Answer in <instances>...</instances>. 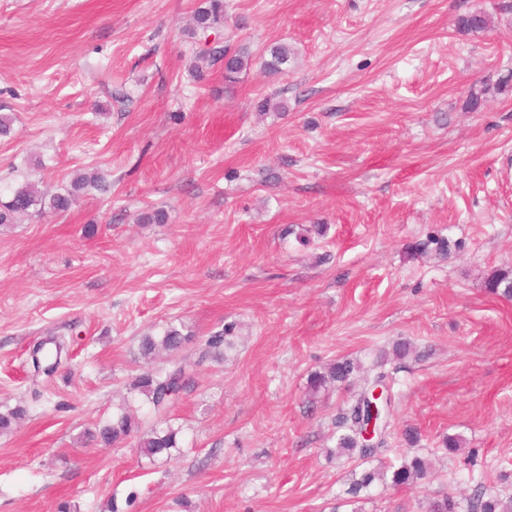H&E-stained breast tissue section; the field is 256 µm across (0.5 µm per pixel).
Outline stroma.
Masks as SVG:
<instances>
[{
    "label": "stroma",
    "mask_w": 512,
    "mask_h": 512,
    "mask_svg": "<svg viewBox=\"0 0 512 512\" xmlns=\"http://www.w3.org/2000/svg\"><path fill=\"white\" fill-rule=\"evenodd\" d=\"M200 2L0 0V193L112 184L0 228V410L27 409L0 434V512H350L364 466L329 451L363 382L308 390L341 357L384 359L393 383L369 465L433 471L376 482L359 512L479 485L511 498L512 301L485 281L512 269V88L465 100L512 73V0H224L223 24L192 36ZM476 10L490 26L459 32ZM279 43L293 55L275 72L260 59ZM224 45L250 68L196 80L199 51ZM150 209L166 222L140 223ZM432 235L449 256L408 254ZM170 324L234 327L170 413L180 452L84 440L122 399L142 406L139 339ZM51 337L61 364L34 374ZM400 339L416 356L391 358ZM429 476L427 461L424 457L413 456L401 459L400 464L393 466L391 482L394 485H413L426 480Z\"/></svg>",
    "instance_id": "obj_1"
}]
</instances>
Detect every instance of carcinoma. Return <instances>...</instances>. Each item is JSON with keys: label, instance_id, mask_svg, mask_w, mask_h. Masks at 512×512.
<instances>
[{"label": "carcinoma", "instance_id": "obj_1", "mask_svg": "<svg viewBox=\"0 0 512 512\" xmlns=\"http://www.w3.org/2000/svg\"><path fill=\"white\" fill-rule=\"evenodd\" d=\"M224 22V0H204L194 11V28L207 32ZM489 25V17L483 12H471L458 18V29L463 33H477ZM208 54L214 59L224 60V79L228 82L237 80L238 75L251 64L249 54L244 50L234 51L228 46L211 48ZM270 59L264 66L273 71L281 70L291 58V49L286 44H278L269 50ZM512 82V74L501 76L494 84H485L481 93L472 92L466 101V108L475 111L482 105V94L491 89L503 91ZM95 189L101 193L110 191V184L101 176L93 178L77 177L72 180L70 188L63 193L49 195L43 192L37 183L27 181L14 188L7 199L0 200V224H11L18 217L28 214L38 207H49L55 212H65L77 201L81 193L87 189ZM410 255L418 256L433 252L445 257L450 253V242L434 236L408 246ZM486 289L503 299L512 300V270H499L486 280ZM232 334V326L215 332L199 341L195 349L186 351L188 337L173 325L167 326L159 334L147 333L139 341V354L143 358H151L160 351L171 356L169 364L151 368L140 373L132 382L131 388L142 395L151 412L150 422L143 424L131 415L124 407L112 412V417L96 425L95 430L87 432V438L103 447H111L126 440L131 435L139 436L138 448L143 456L149 459L168 458L179 448L181 428L169 423L170 408L179 401L180 393L192 384L194 368L206 361L220 362L224 360V350L232 348L228 337ZM384 363L377 361L365 377L362 391L339 417L341 433L336 438L334 455L366 462L373 457L369 449L361 447L357 425L361 421L371 419L367 397L371 390L385 384L388 374L383 370ZM361 370V365L352 359L341 358L322 371L310 374L308 387L316 394L321 389L336 382L343 383ZM23 407L8 408L0 411V433H8L25 416ZM429 476L425 458L414 456L402 459L393 469L391 482L394 485H413L422 482ZM380 473L365 470L360 477L353 479L347 495L357 503L363 493L370 489ZM460 503L451 495L445 494L428 502L426 512H459ZM466 512H512V498L503 501L486 489L467 501Z\"/></svg>", "mask_w": 512, "mask_h": 512}]
</instances>
